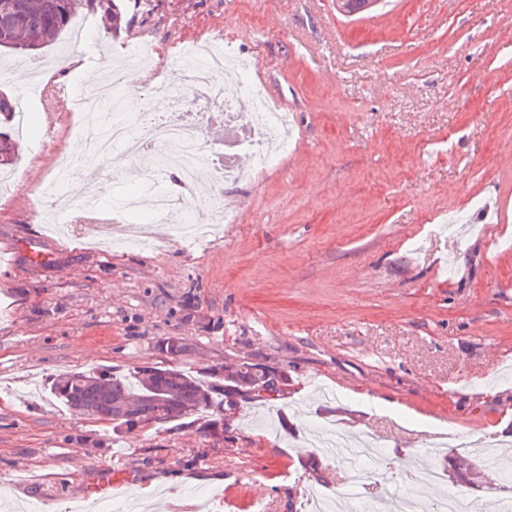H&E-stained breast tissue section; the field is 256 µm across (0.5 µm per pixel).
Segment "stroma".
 I'll return each mask as SVG.
<instances>
[{
	"instance_id": "35a3bbf8",
	"label": "stroma",
	"mask_w": 512,
	"mask_h": 512,
	"mask_svg": "<svg viewBox=\"0 0 512 512\" xmlns=\"http://www.w3.org/2000/svg\"><path fill=\"white\" fill-rule=\"evenodd\" d=\"M109 43L70 34L40 50L94 68L149 51L138 92L181 68V50L222 39L252 60L291 116L294 142L252 182L226 188L235 221L187 244L126 208L145 190L105 175L101 223L146 226L154 250L98 247L82 192L72 221L46 222L40 192L69 159L75 117L0 174V512H104L85 490L147 512H309L312 489L349 487V465L320 432L376 443L386 492L412 496L401 471L435 470L429 502L461 492L488 512L511 496L487 447L512 435V0H378L347 17L336 0H137ZM23 55L0 51V88L39 129L61 69L24 97ZM181 337V367L201 380L240 361L288 374L273 400L237 398L213 428L184 419L113 434L49 391L70 371L158 365ZM464 435L484 453L470 484L424 449ZM306 452H299V445ZM111 497V498H112Z\"/></svg>"
}]
</instances>
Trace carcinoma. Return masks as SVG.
I'll return each mask as SVG.
<instances>
[{
    "label": "carcinoma",
    "mask_w": 512,
    "mask_h": 512,
    "mask_svg": "<svg viewBox=\"0 0 512 512\" xmlns=\"http://www.w3.org/2000/svg\"><path fill=\"white\" fill-rule=\"evenodd\" d=\"M8 12L0 11V48L36 51L58 40L75 14L80 11L111 15L112 22L121 18L118 0H13ZM15 161V143L7 132L0 131V167ZM159 350L169 357L164 366H141L129 374L108 371H85L65 374L52 384V395L69 409L112 424L120 434L138 425L154 424L199 416L218 406L217 396L231 399L235 395L265 392L280 394L277 380L287 373L262 363L245 361L232 372L220 367L211 376L222 383H204L178 367L186 345H170L163 339ZM448 467L455 475L468 476L472 459L456 452L448 454Z\"/></svg>",
    "instance_id": "carcinoma-1"
}]
</instances>
